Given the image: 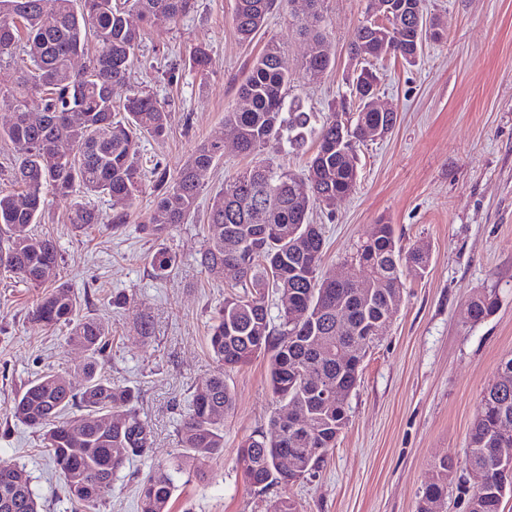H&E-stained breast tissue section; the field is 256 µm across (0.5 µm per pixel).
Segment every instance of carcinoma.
<instances>
[{
	"instance_id": "carcinoma-1",
	"label": "carcinoma",
	"mask_w": 512,
	"mask_h": 512,
	"mask_svg": "<svg viewBox=\"0 0 512 512\" xmlns=\"http://www.w3.org/2000/svg\"><path fill=\"white\" fill-rule=\"evenodd\" d=\"M327 0H310V18L299 32L319 45L317 55L302 62L309 82L320 80L332 57L326 34ZM41 0H0V65L26 57L10 87L0 86V139L16 152L14 179L20 190L0 194V269L36 288L41 270L58 264L56 240L32 233L41 223L43 189L67 198L79 186L90 194L112 197L120 210L111 223L125 224L143 193L139 142L144 136L164 137L167 112L147 92L130 95L117 110L112 90L126 80L147 27L170 24L189 13L195 0H55L52 25L42 21ZM399 11L376 27L381 36L369 40L367 21L354 31L351 47L375 59L391 55L407 63L417 58L421 44L411 39L416 15L424 13V0H395ZM277 0H235L234 24L239 38L249 41L265 24ZM92 32L97 53L85 70L70 69V58L82 52L84 37ZM282 51L269 42L256 59L239 89L244 107L224 115V124L238 142L239 153L255 156L301 148L314 135L318 149L307 173L299 177L267 164L248 166L211 198L207 211L209 236L199 264L215 278L224 267L238 268L236 290L224 297L212 318L209 344L220 370L195 392L177 429L179 452L169 466H159L144 478L140 512H169L177 476L224 452V419L234 407V397L224 371L243 366L259 356L269 357V388L274 401L290 406L307 419V428L282 434L280 413L270 419L271 435L258 433L241 441L238 462L247 482L265 490L287 485L288 476L276 471V449L309 464L314 471L348 420L344 397L322 399L318 385L331 392H352L361 373L366 351L346 356L349 342L378 326L398 306L404 284L401 266L425 273L428 250H402L390 224H375L354 254L367 275L339 284L322 276L325 246L322 225L310 220L316 207L329 209L336 199L356 187L355 146L371 140L373 131H390L395 112H374L360 97L352 120L332 113L320 127L299 96L287 101L292 74L281 65ZM190 66L203 73L212 58L203 47L195 49ZM51 114L52 123L33 126L32 109ZM224 157V141L199 143L177 175L162 184L148 224L147 235L162 238L198 207L202 186L196 169L210 167ZM73 229L80 231L102 223L99 212L80 203L73 205ZM177 262L160 248L152 267L158 279L166 278ZM272 294L288 295V310L273 325L268 312ZM492 292L478 293L468 302L470 319L481 322L497 308ZM28 317L49 328L66 326L69 340L86 354L81 367L84 383L76 393L62 375H47L30 382L14 398L11 415L39 433L50 451L55 469L63 476L73 500L84 512H96L112 492V480L129 460L151 447L148 424L133 408L134 392L115 384L102 373L100 357L108 331L93 317L81 314V304L66 282L55 284L36 301ZM73 405L83 418L65 420ZM512 425V357L500 364L493 382L483 392L480 410L469 438L465 465L481 469L504 452L512 458V443L502 447L496 430ZM80 449L74 453L73 449ZM457 468L451 458L434 465L418 512H436L448 489V477ZM512 493V467L493 474V484L475 491L468 512H502L505 492ZM0 512H40L29 474L24 468L0 476Z\"/></svg>"
}]
</instances>
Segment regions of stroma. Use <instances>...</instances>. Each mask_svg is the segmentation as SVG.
Listing matches in <instances>:
<instances>
[{
	"label": "stroma",
	"mask_w": 512,
	"mask_h": 512,
	"mask_svg": "<svg viewBox=\"0 0 512 512\" xmlns=\"http://www.w3.org/2000/svg\"><path fill=\"white\" fill-rule=\"evenodd\" d=\"M234 0H196L175 22L147 31L127 81L115 87L123 102L136 90L154 95L168 114L163 139L141 141L145 192L128 223L112 227V199L73 193L63 199L44 190L37 229L60 246L50 281L64 280L82 311L109 331L105 374L132 388L136 409L152 432V447L130 461L112 483L99 512H139L140 486L153 466L178 452L176 431L198 386L217 370L208 332L232 274L214 280L198 258L208 236L210 197L248 165L233 145L202 172L198 209L164 238L142 230L154 206L159 177L173 178L202 141L225 136V112L268 42L284 50L300 96L317 120L353 109L349 86L360 67L350 54L366 0H328L332 64L317 83L300 64L312 43L298 34L305 0H282L248 43L233 22ZM442 37L426 42L418 61L376 63L379 99L398 119L384 138L357 146V184L333 208L314 210L324 225L321 272L363 277L349 256L371 225H392L402 248L427 245V274L401 270V302L383 337L363 362L360 384L349 398L348 422L318 472L288 486L254 490L238 464L241 439L269 429L274 410L268 361L260 357L228 371L234 393L224 423L222 455L184 476L171 512H273L278 498L294 499L299 512H417L424 485L440 459L459 467L448 482L445 512H466L479 478L463 465L483 389L501 360L512 354V0H425ZM213 58L208 74L191 69L198 46ZM97 210L102 223L76 232L72 203ZM177 257L171 276L156 279L150 264L159 247ZM495 290L496 312L468 320L471 296ZM125 295L116 308L113 294ZM39 291L0 272V469L22 467L32 478L41 512H78L37 433L10 414L15 396L44 374L82 380L75 367L84 353L63 327L47 329L27 317Z\"/></svg>",
	"instance_id": "1"
}]
</instances>
